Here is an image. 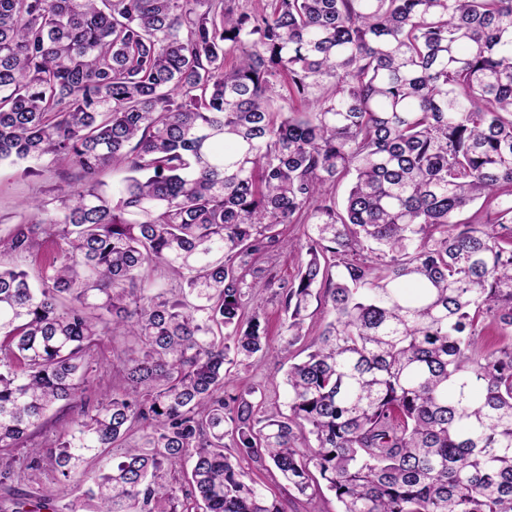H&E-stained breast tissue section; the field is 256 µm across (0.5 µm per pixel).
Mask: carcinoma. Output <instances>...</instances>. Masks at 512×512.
<instances>
[{
  "instance_id": "obj_1",
  "label": "carcinoma",
  "mask_w": 512,
  "mask_h": 512,
  "mask_svg": "<svg viewBox=\"0 0 512 512\" xmlns=\"http://www.w3.org/2000/svg\"><path fill=\"white\" fill-rule=\"evenodd\" d=\"M265 2L0 0V162L72 169L0 228V257L60 241L34 278L0 267V484L66 401L53 470L93 512H284L254 455L338 512H512V0ZM284 75L307 111L272 110ZM287 247L289 284L256 261ZM269 290L283 352L325 320L286 412L228 389ZM103 336L134 346L91 402ZM43 509L82 512H13ZM277 255V268L280 271V275L283 280L288 281L290 283L295 276L297 269L301 262H303L306 258L305 250H280L276 252Z\"/></svg>"
}]
</instances>
